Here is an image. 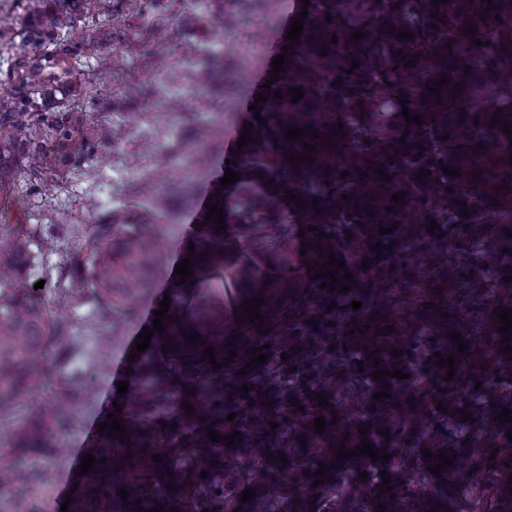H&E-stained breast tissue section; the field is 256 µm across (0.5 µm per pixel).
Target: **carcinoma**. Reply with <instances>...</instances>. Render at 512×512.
I'll list each match as a JSON object with an SVG mask.
<instances>
[{"label": "carcinoma", "instance_id": "cac0c4a2", "mask_svg": "<svg viewBox=\"0 0 512 512\" xmlns=\"http://www.w3.org/2000/svg\"><path fill=\"white\" fill-rule=\"evenodd\" d=\"M53 2L48 27L21 35L15 75L0 93V190L23 162L51 172L48 155L64 150L79 160L88 148L69 74L75 57L96 53L97 41L90 34L75 49L68 34L112 18L119 0ZM310 3L299 41L285 43L283 72L260 90L268 96L260 102L261 120H253L236 164L228 165L239 174L232 203H224V189L215 192L226 230L215 232L218 219L210 217L194 253H184L194 274L174 286L164 331H155L151 351L135 361L138 397L113 414L127 434L119 438L109 428L99 434L89 450L94 467L67 512H150L158 505L163 512H378L379 504L384 512H512V440L504 437L512 418L496 419L512 409V357L504 351L512 333L498 331L494 313L512 311V235H506L512 232V0ZM357 31L364 37L352 38ZM400 32L413 38L403 40ZM443 75L448 82L430 94ZM457 83L462 91L455 94ZM297 87L303 96L293 102ZM404 107L422 125L406 124ZM292 126L306 134L287 139ZM332 135L333 149L325 144ZM306 143L316 146L310 160L290 165L286 153H303ZM377 167L392 179H379ZM421 169L430 174L419 176ZM396 192L404 193L398 204L391 201ZM431 219L438 225L432 233ZM154 225V214L139 209L117 222L77 226L60 298L89 291L104 315L131 314L159 272ZM300 225L314 227L303 256L295 248ZM393 225L388 234L379 230ZM376 244L379 259L370 250ZM32 245L21 225L0 240L13 265L35 263ZM331 252L345 266L334 287L322 289L331 280L313 275ZM366 258L362 278L355 269ZM346 273L353 278L342 284ZM201 283L211 292L198 293ZM345 284L350 291L342 293ZM255 296L264 300L260 329L243 306ZM354 300L362 303L356 311ZM426 302L434 307L423 308ZM331 303L336 307L329 310ZM452 332L466 350L458 351ZM193 334L200 341L186 340ZM260 336L271 344L269 357L250 368ZM71 342L69 326L49 319L33 293L0 289V416L43 385L50 358L66 359ZM208 346L223 364L218 370L203 356ZM449 355L456 364L448 381L449 367L437 361ZM382 369L409 378L373 380L371 373ZM244 384L251 390H238ZM384 390L390 396L373 399ZM439 402L447 412L436 409ZM86 403L79 384L63 385L51 421L32 415L12 446L62 459L67 449L46 448L44 439ZM465 413L474 422L463 420ZM319 416L326 422L321 434ZM361 426L368 428L364 435ZM210 430L221 438L211 441ZM236 431L229 448L224 438ZM366 436L374 451L391 458H339V450H355ZM441 452L456 459L436 476L430 468ZM240 457L253 465H236ZM321 463L326 477L316 486ZM381 463L386 483L377 475ZM49 482L45 468L18 476L0 468V491L12 496V512H31L27 486ZM386 485L392 490L383 491ZM246 488L252 498L243 501ZM122 489L128 497L118 494Z\"/></svg>", "mask_w": 512, "mask_h": 512}]
</instances>
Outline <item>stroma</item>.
Instances as JSON below:
<instances>
[{"instance_id":"1","label":"stroma","mask_w":512,"mask_h":512,"mask_svg":"<svg viewBox=\"0 0 512 512\" xmlns=\"http://www.w3.org/2000/svg\"><path fill=\"white\" fill-rule=\"evenodd\" d=\"M24 2L0 0V81L13 69V44L18 40ZM293 2L269 0L265 8L255 10L240 0H229L234 18L222 30L207 8L208 0H149L138 16L99 23L98 54L81 59L71 79L86 110L84 126H109L111 138L92 143L79 166L59 163V180H47L34 168L27 170L21 182L23 200L11 202L0 215V237L9 236L16 225L30 224L37 237L56 240V250L4 285L30 288L43 281L40 295L50 318L69 324L74 341L67 362L51 364L48 376L55 385L84 379L91 399L64 434L66 458L45 461L51 486L37 494L38 512H61L75 482L74 465L82 460L91 434L118 400L117 384L126 378L128 356L169 292L167 274L179 262L180 244L200 231L197 202L210 196L214 183L224 175L225 147L235 142L250 114L252 100L246 90L253 87L254 76H266V63L281 47ZM127 36L148 44L152 52L164 53L165 63L123 56L121 43ZM217 65L226 76L220 112L213 110L198 82L203 71ZM87 71L97 75L91 90L83 81ZM174 99L181 101L183 113L169 111ZM187 115L194 125L214 129L215 137L207 147H199L187 135L183 127ZM171 182L190 188L181 203L169 202L165 196V186ZM142 205L158 216L166 275L140 299L135 316L120 320L111 331L92 300L59 299L57 269L73 244L74 225L95 224L107 215L120 216ZM51 403L49 393L29 395L22 399L15 417L0 419V459L7 465L19 463L9 444L20 419L30 411L49 414Z\"/></svg>"}]
</instances>
